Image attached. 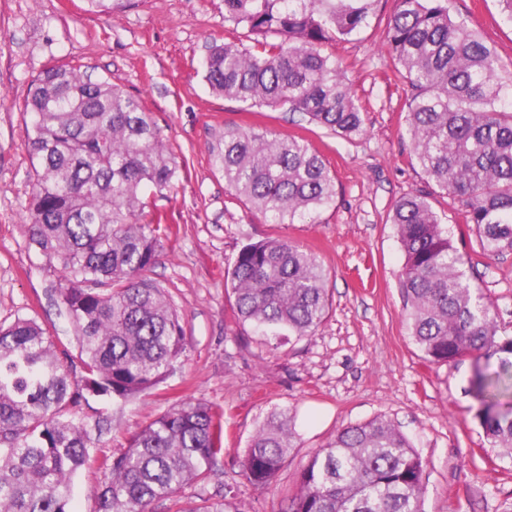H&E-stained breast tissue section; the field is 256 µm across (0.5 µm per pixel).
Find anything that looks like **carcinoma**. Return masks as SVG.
I'll use <instances>...</instances> for the list:
<instances>
[{"mask_svg":"<svg viewBox=\"0 0 512 512\" xmlns=\"http://www.w3.org/2000/svg\"><path fill=\"white\" fill-rule=\"evenodd\" d=\"M380 0H224V20L256 49L213 43L203 79L226 99L288 108L350 138L360 106L341 64L324 51L368 27ZM110 12L126 0H85ZM385 51L411 88L413 155L427 181L457 197L464 224L487 252L512 249V76L494 50L448 11V0H395ZM24 145L36 181L28 233L62 277L57 300L76 336L73 375L50 332L32 319L0 324V512H71L72 481L90 465L94 439L80 414L89 398L126 401L162 383L186 351L183 318L147 277L169 228L143 219L147 190L174 188L179 165L140 101L95 81L79 64L51 66L32 84ZM210 156L231 195L273 224L311 221L336 201L326 159L298 135L224 128ZM391 223L404 255L399 285L414 344L429 364L475 359L479 424L493 448L512 452V337L466 278L463 254L428 196L397 200ZM318 256L284 238L242 246L224 274L238 323L265 344L312 336L331 306ZM497 359V368L490 360ZM294 416H267L250 437L239 476L268 488L299 445ZM224 455L211 408L181 402L134 432L102 465L96 512H241L222 499L186 506ZM426 462L384 417L339 430L302 466L281 512H424Z\"/></svg>","mask_w":512,"mask_h":512,"instance_id":"cac0c4a2","label":"carcinoma"}]
</instances>
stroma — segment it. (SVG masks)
I'll return each instance as SVG.
<instances>
[{"instance_id": "obj_1", "label": "stroma", "mask_w": 512, "mask_h": 512, "mask_svg": "<svg viewBox=\"0 0 512 512\" xmlns=\"http://www.w3.org/2000/svg\"><path fill=\"white\" fill-rule=\"evenodd\" d=\"M512 64V24L497 0H448ZM393 0L350 41L330 45L341 60L364 117L346 139L286 109L249 108L211 91L202 61L212 42L252 46L244 28L224 20V0H128L105 14L84 0H0V323L36 320L68 361L79 365L72 326L53 290L60 281L31 243L28 203L36 173L24 146L25 104L45 68L83 64L138 97L181 165L176 186L146 195V215L161 214L174 234L149 273L183 317V363L157 389L126 402L91 400L100 459L118 454L131 433L180 401L221 414L226 451L204 484L184 488L188 501L237 486L243 512H280L296 491L309 457L346 426L390 419L428 463L425 512H512V456L490 447L475 412L470 361L430 364L408 335L399 287L404 256L390 221L402 196L429 193L434 210L463 253L464 270L494 303L512 334V250L483 251L475 235L459 236L463 207L428 183L405 121L410 93L397 82L383 42ZM267 128L305 137L329 163L336 202L315 222L272 224L234 198L210 161L227 127ZM271 237L314 251L328 277L332 309L314 335L270 347L239 325L224 273L242 245ZM294 410L300 444L272 487L239 479L237 452L271 412Z\"/></svg>"}]
</instances>
